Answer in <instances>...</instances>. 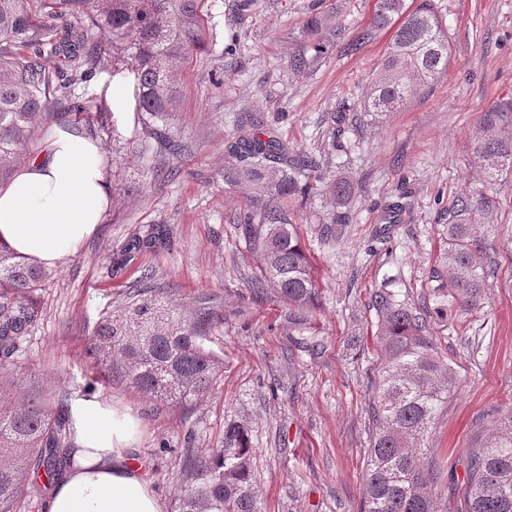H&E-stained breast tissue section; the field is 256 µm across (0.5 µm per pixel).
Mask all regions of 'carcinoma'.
<instances>
[{"label":"carcinoma","instance_id":"cac0c4a2","mask_svg":"<svg viewBox=\"0 0 512 512\" xmlns=\"http://www.w3.org/2000/svg\"><path fill=\"white\" fill-rule=\"evenodd\" d=\"M47 20H35L30 0H0V168L15 162L18 145L43 124L70 121L75 89L97 71L133 75L136 111L159 161L175 171L187 146L164 123L177 103L173 65L204 45L199 0H43ZM373 26L392 30L390 44L365 99L366 115L394 112L448 69V34L433 0L408 10L406 0H373ZM112 31L104 51L89 40L95 28ZM58 64L49 68L47 59ZM57 110L47 111L49 103ZM512 105L484 114L475 152L494 178L512 173ZM92 121L89 112L76 113ZM225 145L224 182L246 191L240 219L256 256L258 291L273 289L288 303V319L304 326L318 294L309 258L288 203L307 194L305 177L317 163L288 158V146L250 116L235 121ZM494 203L461 194L442 225V247L429 276L433 313L479 311L489 256ZM51 271L0 249V361L8 360L42 316L38 291ZM369 307L377 316L380 362L370 415L374 431L363 468V512H443L437 479L443 465L426 440L457 388L453 368L438 356L425 314L382 283ZM215 318L210 299L191 315L171 307L159 286L129 291V302L96 325L90 352L107 385L124 382L156 408L198 404L221 375L223 362L204 345ZM71 392L46 406L39 385L20 374L0 382V512H14L26 493L55 483L73 465ZM247 428L224 426V447L180 456L175 512H262ZM466 512H512V412L485 445L467 457Z\"/></svg>","mask_w":512,"mask_h":512}]
</instances>
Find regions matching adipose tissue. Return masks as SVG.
Listing matches in <instances>:
<instances>
[{"mask_svg":"<svg viewBox=\"0 0 512 512\" xmlns=\"http://www.w3.org/2000/svg\"><path fill=\"white\" fill-rule=\"evenodd\" d=\"M100 145L68 128L0 186V247L53 268L74 256L111 205ZM72 470L51 489L45 512H161L152 481L134 462L137 424L99 398L71 404Z\"/></svg>","mask_w":512,"mask_h":512,"instance_id":"adipose-tissue-1","label":"adipose tissue"}]
</instances>
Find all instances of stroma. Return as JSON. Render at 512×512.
Listing matches in <instances>:
<instances>
[{
    "label": "stroma",
    "instance_id": "stroma-1",
    "mask_svg": "<svg viewBox=\"0 0 512 512\" xmlns=\"http://www.w3.org/2000/svg\"><path fill=\"white\" fill-rule=\"evenodd\" d=\"M448 28L446 72L380 122L359 119L358 104L387 51L390 31L372 27V0H201L205 44L174 70L181 89L167 125L187 150L176 177L158 171L135 112L134 84L123 104L106 94L100 70L77 100L103 108L111 137L100 139L112 203L78 253L61 262L42 292L43 315L0 378L28 374L45 400L81 392L95 365L89 338L103 312L120 309L144 272L166 285L168 302L191 314L199 297L218 314L205 344L224 360L209 395L190 408L155 411L123 383L97 396L138 422L136 459L148 468L162 512L179 490V457L221 447L224 427L244 424L264 512H360L368 402L378 364L370 340L373 288L391 281L416 306L429 305V270L439 254L441 217L453 198L484 191L494 200L497 264L481 311L435 324L441 357L460 379L429 442L445 464L442 507L465 512L466 458L512 409V174L489 179L473 134L484 112L512 101V0H435ZM326 19L323 46L305 34L308 17ZM357 51H350L352 43ZM307 51L314 65L294 70ZM258 113L290 154L314 156V191L295 216L320 288L309 324L288 320L273 291L254 294L259 275L237 217L243 190L224 181V144L242 111ZM352 185L346 202L329 192ZM400 209L389 230L383 216ZM345 216L336 233L322 224ZM166 233L119 273L111 262L133 239ZM367 337L352 346L351 337Z\"/></svg>",
    "mask_w": 512,
    "mask_h": 512
}]
</instances>
